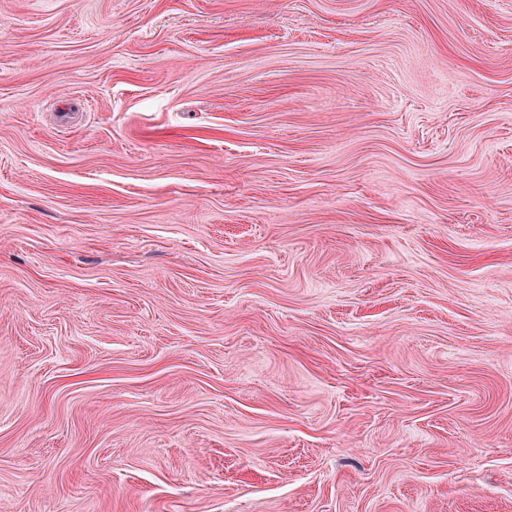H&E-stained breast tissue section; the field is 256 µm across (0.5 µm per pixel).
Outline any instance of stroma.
I'll list each match as a JSON object with an SVG mask.
<instances>
[{
    "instance_id": "stroma-1",
    "label": "stroma",
    "mask_w": 512,
    "mask_h": 512,
    "mask_svg": "<svg viewBox=\"0 0 512 512\" xmlns=\"http://www.w3.org/2000/svg\"><path fill=\"white\" fill-rule=\"evenodd\" d=\"M0 512H512V0H0Z\"/></svg>"
}]
</instances>
